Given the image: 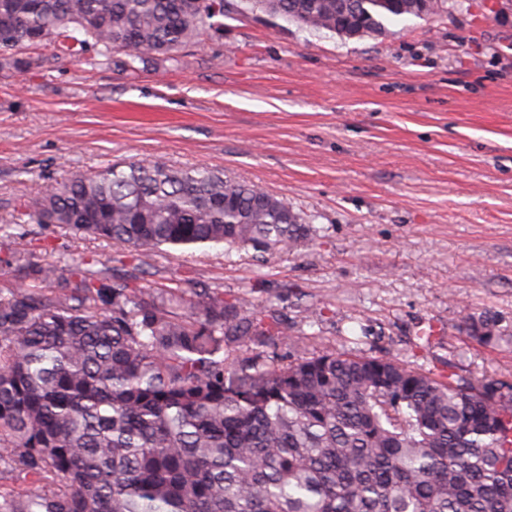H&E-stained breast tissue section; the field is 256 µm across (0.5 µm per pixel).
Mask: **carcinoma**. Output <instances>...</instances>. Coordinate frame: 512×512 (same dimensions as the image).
<instances>
[{
    "mask_svg": "<svg viewBox=\"0 0 512 512\" xmlns=\"http://www.w3.org/2000/svg\"><path fill=\"white\" fill-rule=\"evenodd\" d=\"M342 37L463 10L462 0H0V69L47 47L128 71L224 32L242 5ZM28 220H23V217ZM140 250L132 271L8 250L0 289V512H512V378L435 374L359 350L277 349L273 304L143 284L153 252L260 257L313 237L311 216L205 167L116 162L18 211ZM467 336L511 327L486 313ZM260 350L229 352L240 340Z\"/></svg>",
    "mask_w": 512,
    "mask_h": 512,
    "instance_id": "obj_1",
    "label": "carcinoma"
}]
</instances>
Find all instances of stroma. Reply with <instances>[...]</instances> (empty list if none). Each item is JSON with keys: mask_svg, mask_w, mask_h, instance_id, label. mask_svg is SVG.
<instances>
[{"mask_svg": "<svg viewBox=\"0 0 512 512\" xmlns=\"http://www.w3.org/2000/svg\"><path fill=\"white\" fill-rule=\"evenodd\" d=\"M120 161L217 168L313 217L311 241L262 259L155 252L186 294L274 298L281 331L313 347L362 338L438 374L449 360L512 374V342L463 329L486 311L512 326V11L497 0L362 38L245 13L176 66L0 71V252L135 264L134 249L14 221L55 182Z\"/></svg>", "mask_w": 512, "mask_h": 512, "instance_id": "35a3bbf8", "label": "stroma"}]
</instances>
